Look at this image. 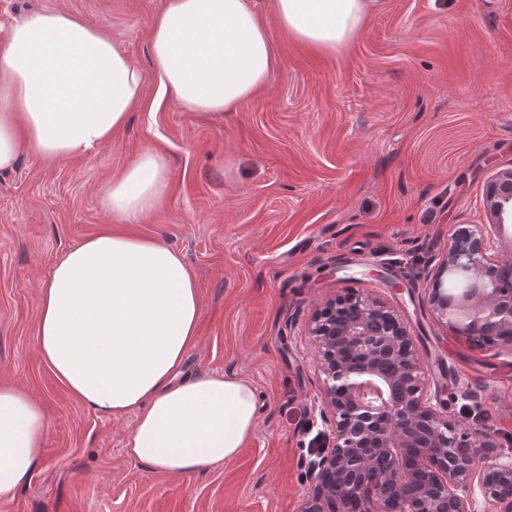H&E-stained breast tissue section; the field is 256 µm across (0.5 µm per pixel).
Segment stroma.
Wrapping results in <instances>:
<instances>
[{
    "mask_svg": "<svg viewBox=\"0 0 512 512\" xmlns=\"http://www.w3.org/2000/svg\"><path fill=\"white\" fill-rule=\"evenodd\" d=\"M165 0H0V25L44 9L102 24L142 70ZM270 36L266 88L221 117L186 111L154 78L110 141L77 159L23 151L0 173V386L44 410L43 456L0 512H302L316 452L322 375L311 318L348 293L401 318L427 388L460 428L512 457V349L458 335L430 303L458 224L487 218L486 188L512 168V0H380L340 54ZM154 148L170 185L123 232L174 247L201 299L189 371L250 382L258 426L218 469L166 476L130 460L133 414L101 418L58 382L38 349V295L83 239L115 230L99 189Z\"/></svg>",
    "mask_w": 512,
    "mask_h": 512,
    "instance_id": "1",
    "label": "stroma"
}]
</instances>
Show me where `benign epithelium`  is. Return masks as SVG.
<instances>
[{
	"label": "benign epithelium",
	"mask_w": 512,
	"mask_h": 512,
	"mask_svg": "<svg viewBox=\"0 0 512 512\" xmlns=\"http://www.w3.org/2000/svg\"><path fill=\"white\" fill-rule=\"evenodd\" d=\"M493 224H512V169L490 180ZM480 229L451 236L439 273L464 268L474 286L453 300L434 286L430 301L441 318L465 312L457 332L486 344L512 345V265L491 259ZM309 333L323 375L322 420L334 445L317 465L316 484L302 512H475L471 483L479 476L493 512H512V459L482 440L475 455L448 417L431 405L423 366L401 319L383 303L349 294L315 312Z\"/></svg>",
	"instance_id": "obj_1"
}]
</instances>
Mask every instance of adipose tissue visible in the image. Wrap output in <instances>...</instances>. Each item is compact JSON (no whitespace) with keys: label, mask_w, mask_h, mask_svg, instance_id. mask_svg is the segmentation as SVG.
<instances>
[{"label":"adipose tissue","mask_w":512,"mask_h":512,"mask_svg":"<svg viewBox=\"0 0 512 512\" xmlns=\"http://www.w3.org/2000/svg\"><path fill=\"white\" fill-rule=\"evenodd\" d=\"M379 0H273L288 39L322 54L349 47ZM153 74L190 112L221 115L264 89L277 65L265 18L250 0H166L149 32ZM144 72L104 26L47 9L0 42V171L22 149L74 159L112 137L140 103ZM163 153L144 149L101 189L114 220L139 223L164 201ZM37 342L56 379L105 418L134 414L125 452L167 474L234 459L257 427L252 384L189 375L201 301L181 253L121 232L85 238L39 294ZM41 406L0 386V498L31 477L42 453Z\"/></svg>","instance_id":"adipose-tissue-1"}]
</instances>
